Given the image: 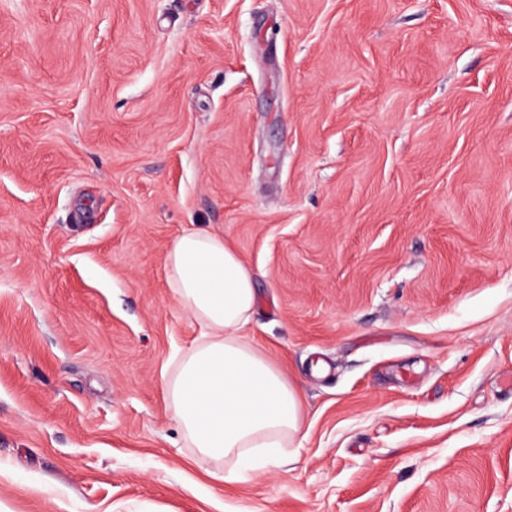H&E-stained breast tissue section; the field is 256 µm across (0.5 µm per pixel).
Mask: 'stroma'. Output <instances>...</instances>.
<instances>
[{
    "label": "stroma",
    "instance_id": "stroma-1",
    "mask_svg": "<svg viewBox=\"0 0 512 512\" xmlns=\"http://www.w3.org/2000/svg\"><path fill=\"white\" fill-rule=\"evenodd\" d=\"M195 227L297 450L173 418ZM512 0H0L6 512H512Z\"/></svg>",
    "mask_w": 512,
    "mask_h": 512
}]
</instances>
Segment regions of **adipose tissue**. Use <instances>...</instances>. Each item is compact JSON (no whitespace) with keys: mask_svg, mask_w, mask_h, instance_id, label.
Wrapping results in <instances>:
<instances>
[{"mask_svg":"<svg viewBox=\"0 0 512 512\" xmlns=\"http://www.w3.org/2000/svg\"><path fill=\"white\" fill-rule=\"evenodd\" d=\"M165 270L174 300L202 329L167 381L179 427L233 470L275 465L303 416L297 390L243 334L257 298L251 270L223 236L199 229L170 243Z\"/></svg>","mask_w":512,"mask_h":512,"instance_id":"1","label":"adipose tissue"}]
</instances>
